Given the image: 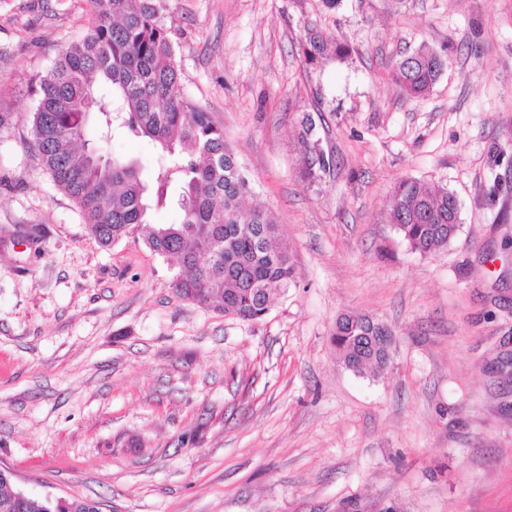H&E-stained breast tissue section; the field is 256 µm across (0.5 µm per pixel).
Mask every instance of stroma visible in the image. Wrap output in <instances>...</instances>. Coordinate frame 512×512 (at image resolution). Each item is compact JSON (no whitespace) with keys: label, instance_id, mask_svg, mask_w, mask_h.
<instances>
[{"label":"stroma","instance_id":"obj_1","mask_svg":"<svg viewBox=\"0 0 512 512\" xmlns=\"http://www.w3.org/2000/svg\"><path fill=\"white\" fill-rule=\"evenodd\" d=\"M184 94L224 129L293 283L258 322L176 295L141 232L99 244L32 147L40 76L91 0H0V467L102 512H512V0H163ZM314 26L345 60L303 62ZM447 66L422 98L393 64ZM335 165L304 176L301 122ZM101 155L150 172L153 144ZM405 178L460 204L422 256L389 220ZM385 323L355 373L338 317ZM333 342L347 368L361 372L387 364L393 335L389 327L367 316L345 314L337 319Z\"/></svg>","mask_w":512,"mask_h":512}]
</instances>
